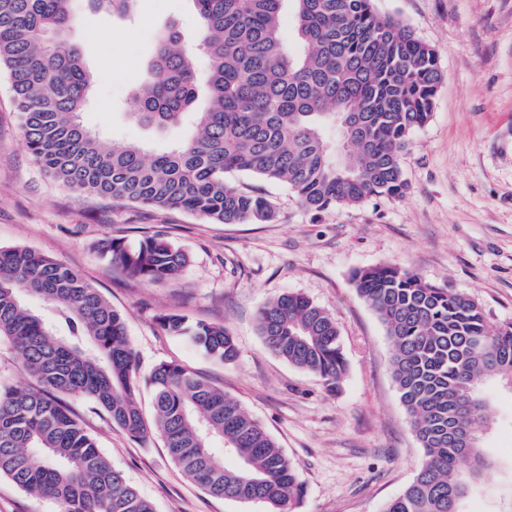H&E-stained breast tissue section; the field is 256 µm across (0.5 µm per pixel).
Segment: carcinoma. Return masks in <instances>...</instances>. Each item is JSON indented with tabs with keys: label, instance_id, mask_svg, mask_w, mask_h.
<instances>
[{
	"label": "carcinoma",
	"instance_id": "cac0c4a2",
	"mask_svg": "<svg viewBox=\"0 0 512 512\" xmlns=\"http://www.w3.org/2000/svg\"><path fill=\"white\" fill-rule=\"evenodd\" d=\"M292 5L298 49L280 33ZM73 0H0V69L7 71L24 143L60 183L116 203L185 211L212 224L269 223L268 199L227 181L232 173L284 183L318 214L338 204L408 191L401 158L427 123L443 81L435 50L404 22L382 17L374 0H192V44L162 32L130 115L158 129L192 115L196 133L150 153L135 142L105 146L81 120L93 73L75 43ZM122 15L136 0H90ZM209 59L200 109L194 55ZM349 124L353 169L336 166L330 131ZM102 256L153 284L175 280L188 255L147 235L130 246L105 241ZM353 279L394 349L393 377L423 448L412 482L384 512H461L476 488L467 457L448 440L455 422L475 433L491 401L480 388L512 390V323L492 327L459 289L437 286L397 265L366 267ZM42 300L45 317L24 295ZM209 357L238 356L222 326L156 317ZM269 350L334 390L347 363L334 317L309 298L283 293L257 316ZM0 338L21 356L37 389L0 385V476L56 503L59 512H155L114 468L95 438L54 393L90 400L131 436L147 434L139 406L136 354L122 313L76 270L30 247H0ZM148 384L154 430L170 459L214 497L295 512L304 495L296 465L235 399L187 367L161 361ZM228 443V468L211 452Z\"/></svg>",
	"mask_w": 512,
	"mask_h": 512
}]
</instances>
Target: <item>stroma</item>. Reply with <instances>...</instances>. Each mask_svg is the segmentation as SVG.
<instances>
[{"mask_svg":"<svg viewBox=\"0 0 512 512\" xmlns=\"http://www.w3.org/2000/svg\"><path fill=\"white\" fill-rule=\"evenodd\" d=\"M374 6L435 49L443 82L403 157L406 196H376L318 215L287 186L237 173L231 182L272 203L273 222L211 224L70 189L34 162L0 72V247L28 246L79 271L124 315L140 378L174 361L241 403L296 464L305 485L296 512H383L422 461L393 378L391 341L356 289L357 269L412 268L427 282L473 296L490 324L512 322V0ZM75 7L85 15L77 43L94 73L84 124L104 141L151 149L189 136L188 125L159 131L139 124L127 103L160 31L172 27L194 37L191 0H139L124 19L90 11L86 0ZM146 233L189 254L175 281L144 283L99 254L103 240L133 244ZM285 292L333 315L348 364L336 391L261 340L257 311ZM163 313L224 326L237 359L216 362L188 338L165 334L155 322ZM484 391L492 411L482 446L497 464L464 510L512 512V392L493 383ZM64 402L155 512H265L261 503L207 494L171 461L158 434L133 438L88 400Z\"/></svg>","mask_w":512,"mask_h":512,"instance_id":"35a3bbf8","label":"stroma"}]
</instances>
